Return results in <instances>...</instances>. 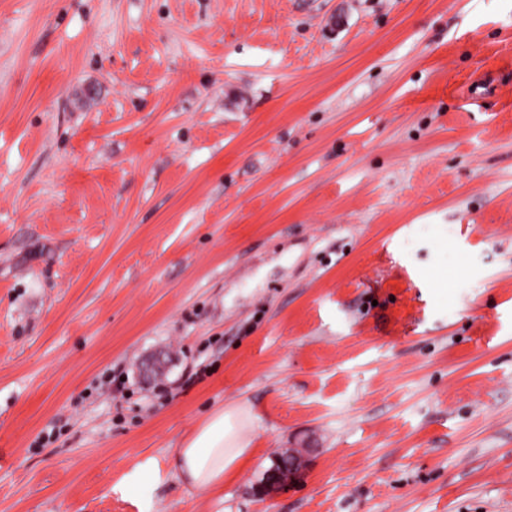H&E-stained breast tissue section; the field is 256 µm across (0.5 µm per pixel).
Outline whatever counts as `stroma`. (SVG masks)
<instances>
[{
	"label": "stroma",
	"instance_id": "stroma-1",
	"mask_svg": "<svg viewBox=\"0 0 512 512\" xmlns=\"http://www.w3.org/2000/svg\"><path fill=\"white\" fill-rule=\"evenodd\" d=\"M0 512H512V0H0ZM242 415L239 407L213 411L175 449L172 467L185 487L197 493L217 490L251 460L253 448L242 435Z\"/></svg>",
	"mask_w": 512,
	"mask_h": 512
}]
</instances>
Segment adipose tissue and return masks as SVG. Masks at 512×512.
<instances>
[{
    "label": "adipose tissue",
    "instance_id": "ef3b65f1",
    "mask_svg": "<svg viewBox=\"0 0 512 512\" xmlns=\"http://www.w3.org/2000/svg\"><path fill=\"white\" fill-rule=\"evenodd\" d=\"M242 415L238 407L213 411L175 450L172 467L185 487L198 493L217 490L251 460Z\"/></svg>",
    "mask_w": 512,
    "mask_h": 512
}]
</instances>
